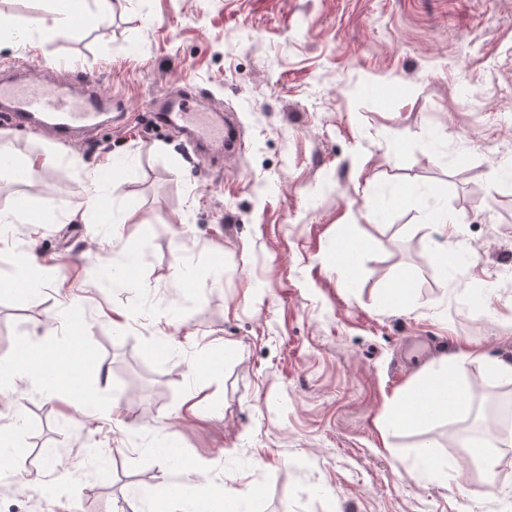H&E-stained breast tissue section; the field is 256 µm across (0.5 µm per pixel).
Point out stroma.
Masks as SVG:
<instances>
[{"label": "stroma", "instance_id": "obj_1", "mask_svg": "<svg viewBox=\"0 0 512 512\" xmlns=\"http://www.w3.org/2000/svg\"><path fill=\"white\" fill-rule=\"evenodd\" d=\"M50 8L0 0L28 32L0 66L35 84L77 67L128 120L87 143L0 128L14 156L51 158L0 179V210L27 197L55 218L0 231V280L19 276L18 253L40 265L36 297L0 292V362L23 340L80 343L111 410L28 379L1 391L0 433L24 454L0 469V512H148L151 498L181 512L167 490L182 484L251 490L248 512H512V447L490 474L464 415L383 426L441 357L468 355L474 403L504 386L485 359L512 363V0H128L46 37L31 26ZM185 85L202 110L236 113L239 150L213 163L143 126ZM108 163L122 224L83 207ZM372 198L387 204L371 219ZM434 212L458 219L456 265L434 256ZM404 277L411 295L382 306ZM416 337L438 347L403 366ZM426 440L450 478L420 468Z\"/></svg>", "mask_w": 512, "mask_h": 512}]
</instances>
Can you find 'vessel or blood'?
<instances>
[{"mask_svg": "<svg viewBox=\"0 0 512 512\" xmlns=\"http://www.w3.org/2000/svg\"><path fill=\"white\" fill-rule=\"evenodd\" d=\"M71 93L58 86H34L25 80H11L0 86V124L15 128H35L58 139L84 142L103 125L112 123L122 104L106 95L86 75L72 73ZM194 93H173L163 98L153 115L158 127L184 134L200 150L233 153L238 147L237 121L225 114L216 121L212 113L193 105Z\"/></svg>", "mask_w": 512, "mask_h": 512, "instance_id": "vessel-or-blood-1", "label": "vessel or blood"}]
</instances>
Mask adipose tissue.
<instances>
[{"label":"adipose tissue","mask_w":512,"mask_h":512,"mask_svg":"<svg viewBox=\"0 0 512 512\" xmlns=\"http://www.w3.org/2000/svg\"><path fill=\"white\" fill-rule=\"evenodd\" d=\"M94 2L96 15L112 12L124 0H51L52 7L40 27L50 36L58 35L86 21L87 2ZM468 363L467 356L443 357L438 368L423 371L421 377L431 388L432 405L419 406L417 390H409L400 399L394 413L386 420L389 428L418 425L437 416L452 417L465 406L464 399L449 400V393L463 389V376ZM86 362L80 345L46 348L25 341L18 345L13 359L0 364V390L11 386L15 380L30 378L45 390L67 389L75 402L84 408L103 411L101 398L88 391L83 384Z\"/></svg>","instance_id":"obj_1"}]
</instances>
